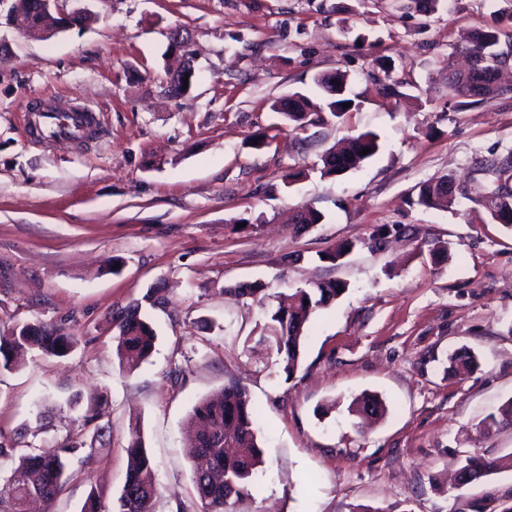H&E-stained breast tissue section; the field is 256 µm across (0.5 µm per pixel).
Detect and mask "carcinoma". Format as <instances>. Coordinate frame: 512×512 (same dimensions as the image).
<instances>
[{
	"mask_svg": "<svg viewBox=\"0 0 512 512\" xmlns=\"http://www.w3.org/2000/svg\"><path fill=\"white\" fill-rule=\"evenodd\" d=\"M23 13L25 28L44 30L49 22L39 11V0H17ZM500 31L475 30L461 41V51L473 55L482 62V70L488 74L479 81L476 73L449 71L448 89L457 97H474L481 100L502 94L501 86L493 79L501 66L507 64V56L499 48ZM348 74L336 72L315 78L320 102L299 95L300 102L286 112L278 113L291 131L296 132L311 122L313 111L327 110L334 117L344 111L343 104L349 99L335 95L336 86L347 89ZM370 153L363 154L364 149ZM377 136L371 133L350 138L346 144L330 149L322 157L321 174L338 176L360 167L377 153ZM491 169L497 176V184L483 196L482 205L492 220L512 229V196L503 202L504 191L512 185V151L492 161ZM454 184L449 177L428 181L419 188L417 203L432 209H445L453 203L455 195L443 189ZM263 291L259 283H241L224 292L235 298H257ZM346 292L342 282L329 280L317 282L309 288H297L288 295V304L278 303L269 310V320L261 328V335L276 352L287 377H292L303 359L305 342L310 333L312 315L327 307ZM309 304H304V301ZM116 356L119 365L132 372L148 361L155 350V330L138 302L112 312ZM78 344V338L66 326L56 323L35 322L13 327L4 336L0 334V372L17 368V356L21 349H35L46 355L63 357ZM450 367L471 369L478 366V358L471 352L454 353L449 357ZM383 403L375 396L364 395L353 401L350 412L364 419L380 414ZM190 432L191 447L198 455L209 458L207 468L193 471L192 482L202 512H229L228 506L243 503L252 498L251 489L255 475L263 467V451L260 445L258 415L248 392L237 384H228L202 398L185 419ZM94 448L75 439L67 448H33L16 454V448L0 444V457L11 460L5 476H0V512H25L26 504L41 498L52 504L64 492L73 472L71 459L84 465L91 461ZM127 472L114 512H153L158 494L155 470L141 429L139 419L129 424L126 446ZM512 468V455L485 458L473 456L466 459L458 470L455 488L461 489L478 482L502 469Z\"/></svg>",
	"mask_w": 512,
	"mask_h": 512,
	"instance_id": "1",
	"label": "carcinoma"
}]
</instances>
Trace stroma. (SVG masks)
Wrapping results in <instances>:
<instances>
[{
    "instance_id": "1",
    "label": "stroma",
    "mask_w": 512,
    "mask_h": 512,
    "mask_svg": "<svg viewBox=\"0 0 512 512\" xmlns=\"http://www.w3.org/2000/svg\"><path fill=\"white\" fill-rule=\"evenodd\" d=\"M82 5L89 25L47 39L0 26V332L44 321L79 338L67 356L30 353L0 373V442L91 440V408L111 425L47 512H80L92 490L112 512L133 418L156 465L154 512H199L183 422L229 383L258 409L265 450L244 512L511 505L512 470L459 490L450 480L467 457L512 453V425L479 431L512 399V231L481 204L495 181L485 162L512 151V92L459 106L448 59L465 32L512 36V0H439L428 14L409 0ZM174 29L195 66L177 99ZM336 70L350 76L348 112L275 130V100L315 96V77ZM51 96L98 108L100 138L30 139L23 111ZM366 132L378 153L321 177L322 155ZM290 171L300 177L287 188ZM446 175L463 194L443 210L418 205L420 185ZM301 207L322 223L297 231L288 218ZM340 244L351 247L341 261L320 260ZM436 246L448 249L440 264ZM324 280L347 291L315 313L302 365L285 377L259 329L279 295ZM255 281L266 303L224 293ZM152 288L165 297L148 310L156 350L129 373L112 311ZM463 349L478 367L449 372ZM366 394L385 412L360 429L347 407Z\"/></svg>"
}]
</instances>
